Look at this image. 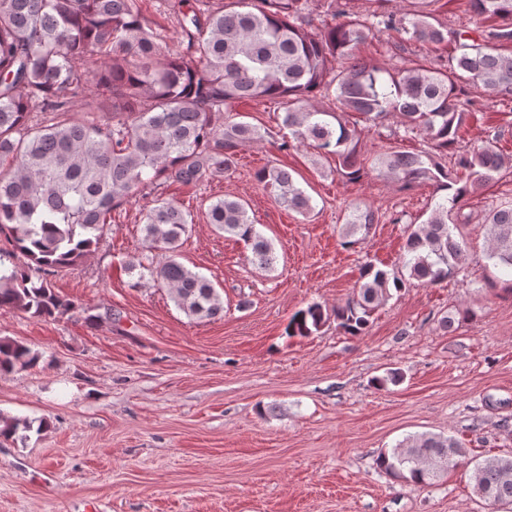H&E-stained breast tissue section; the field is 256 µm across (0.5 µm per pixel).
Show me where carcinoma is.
<instances>
[{
    "label": "carcinoma",
    "instance_id": "cac0c4a2",
    "mask_svg": "<svg viewBox=\"0 0 512 512\" xmlns=\"http://www.w3.org/2000/svg\"><path fill=\"white\" fill-rule=\"evenodd\" d=\"M158 2L182 30L175 48L144 15L142 0H0V308L36 319L74 309L55 293L49 275L98 247L113 210L142 200L145 249L124 265L132 286L159 282L186 315L223 317L224 299L212 282L178 261L194 217L161 189L222 178L243 146L273 137L238 120L234 104L249 99L284 104L281 127L291 135L284 148L333 159L336 175L356 182L375 173L407 188L429 183L439 195L426 220L409 224L396 270L365 263L351 299L295 312L288 336H312L332 320L360 336L391 291L457 274L465 256L464 239L456 236L461 206L512 171V156L498 151L499 130L480 146L459 149L467 116L483 111L486 99L512 104V52L492 45L512 43V0H468L473 21L501 22L486 43L464 24L440 23L431 9L438 0H415L414 10L399 16L356 17L348 0ZM315 15L321 23L312 31ZM390 32L423 45L447 42L454 54L393 68L358 57L361 45ZM319 96L328 107L315 104ZM390 117L432 150L365 154L360 125L380 128ZM256 178L276 203L305 216L314 210L288 168L266 166ZM205 218L242 242L253 264L274 269V241L257 229L242 201L213 197ZM376 223L374 210L352 208L342 224L346 244ZM483 224L486 259L512 292V201L490 207ZM156 250L166 261L154 262ZM40 360L38 351L0 336V373L31 369ZM403 380L401 369L391 368L372 384L383 390ZM29 429L28 420L0 413V439ZM466 457L457 441L421 433L382 451L376 464L406 483L428 486L449 469L470 465ZM471 480L488 505L512 506V454L475 463Z\"/></svg>",
    "mask_w": 512,
    "mask_h": 512
}]
</instances>
